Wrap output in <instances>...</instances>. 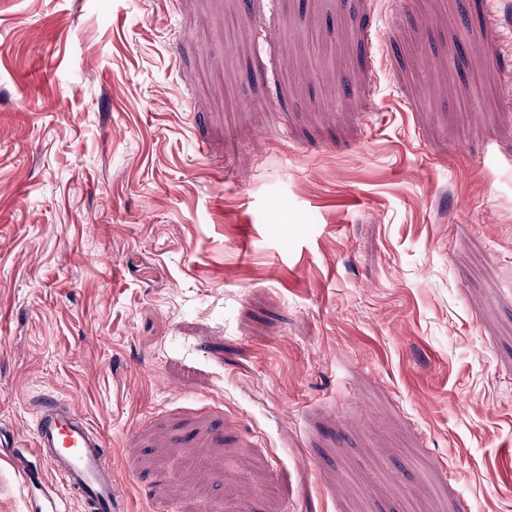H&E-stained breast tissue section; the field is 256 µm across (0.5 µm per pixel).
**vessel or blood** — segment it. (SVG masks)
I'll use <instances>...</instances> for the list:
<instances>
[{"instance_id": "obj_1", "label": "vessel or blood", "mask_w": 512, "mask_h": 512, "mask_svg": "<svg viewBox=\"0 0 512 512\" xmlns=\"http://www.w3.org/2000/svg\"><path fill=\"white\" fill-rule=\"evenodd\" d=\"M33 446L65 489L89 502V512H112L118 480L101 432L78 403L42 400L33 415Z\"/></svg>"}]
</instances>
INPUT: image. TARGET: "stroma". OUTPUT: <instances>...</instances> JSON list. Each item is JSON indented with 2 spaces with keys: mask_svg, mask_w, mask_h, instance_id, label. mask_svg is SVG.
Wrapping results in <instances>:
<instances>
[{
  "mask_svg": "<svg viewBox=\"0 0 512 512\" xmlns=\"http://www.w3.org/2000/svg\"><path fill=\"white\" fill-rule=\"evenodd\" d=\"M46 395L124 512H512V0H0V512Z\"/></svg>",
  "mask_w": 512,
  "mask_h": 512,
  "instance_id": "obj_1",
  "label": "stroma"
}]
</instances>
